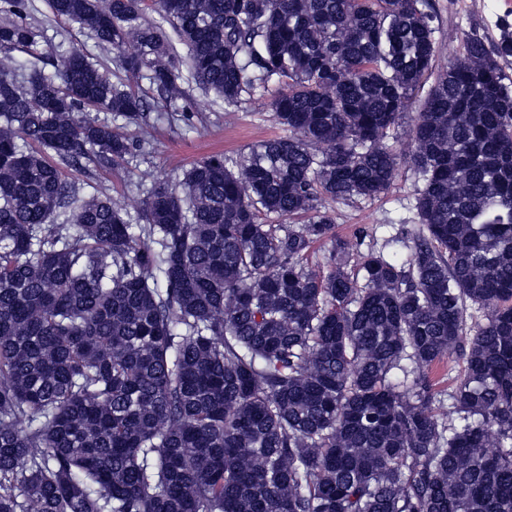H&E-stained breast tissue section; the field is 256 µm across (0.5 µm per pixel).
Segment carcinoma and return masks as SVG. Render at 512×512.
<instances>
[{"label":"carcinoma","mask_w":512,"mask_h":512,"mask_svg":"<svg viewBox=\"0 0 512 512\" xmlns=\"http://www.w3.org/2000/svg\"><path fill=\"white\" fill-rule=\"evenodd\" d=\"M49 6L168 101L279 85L288 135L152 184L134 223L68 170L151 145L148 92L78 50L20 72L42 33L0 0V512H512V35L436 75L406 158L423 232L351 274L328 202L394 181L423 0ZM453 354L446 405L428 372Z\"/></svg>","instance_id":"carcinoma-1"}]
</instances>
